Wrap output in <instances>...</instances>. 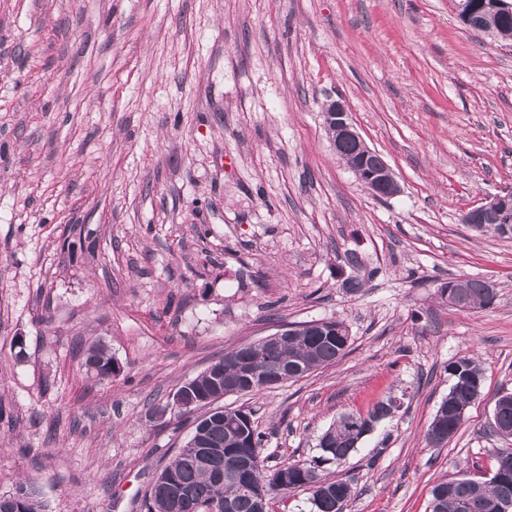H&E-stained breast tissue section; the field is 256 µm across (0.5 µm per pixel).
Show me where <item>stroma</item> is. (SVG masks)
Segmentation results:
<instances>
[{"mask_svg":"<svg viewBox=\"0 0 512 512\" xmlns=\"http://www.w3.org/2000/svg\"><path fill=\"white\" fill-rule=\"evenodd\" d=\"M333 99L397 196L334 154ZM510 187L512 41L465 28L455 0H0V494L28 477L46 512H140L195 424L156 409L232 349L330 318L345 357L223 400L265 432L266 469L394 398L321 467L351 482L347 512H430L438 482L489 479L512 237L461 217ZM459 278L492 303L449 306ZM96 342L111 377L84 365ZM463 356L481 393L438 448ZM441 285L438 287L440 298L444 300L447 296V300H449L456 297L458 298L457 304L453 303L456 306L472 309L482 308L489 305L493 299L491 297L494 292L493 284L486 282L485 288V282L480 279L449 280L443 284L444 288H441Z\"/></svg>","mask_w":512,"mask_h":512,"instance_id":"stroma-1","label":"stroma"}]
</instances>
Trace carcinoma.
<instances>
[{
	"instance_id": "obj_1",
	"label": "carcinoma",
	"mask_w": 512,
	"mask_h": 512,
	"mask_svg": "<svg viewBox=\"0 0 512 512\" xmlns=\"http://www.w3.org/2000/svg\"><path fill=\"white\" fill-rule=\"evenodd\" d=\"M440 298H458L457 305L472 309L491 303L480 279L450 280L438 289ZM332 334L322 336L318 328L295 330L293 338L256 364L249 392L267 388L263 376L283 367L314 372L336 363L351 346L349 329L343 321L335 323ZM85 363L98 376L112 375L115 361L107 346L97 342L85 350ZM453 384L439 404L427 434L436 431L450 437L461 426L460 412L480 395L484 373L481 365L470 357H462L448 365ZM183 387L197 398H206L215 388L212 371L206 370L186 381ZM390 401L376 403L371 411L346 413L339 417L322 435L319 446L323 455L302 464H291L271 473L265 471L260 454L263 435L254 425L240 428L234 415L240 410L226 411L217 406L201 416L194 428L198 447L184 444L172 461L159 472L164 483H152L141 502L142 512H258L256 499L249 486H272L284 479L289 489L307 486L313 480L321 484L311 494L312 512H346L353 495L351 485L344 480L327 479L320 474L321 464L343 460L361 442L368 430L367 421L378 422L380 413ZM492 429L504 439L512 440V401L494 405ZM241 432L239 455L250 458L253 467L249 481H243L233 468L232 457L224 453L233 433ZM496 465L486 481L461 477L436 484L431 490V512H501L500 506L512 503V447L500 448L495 455ZM0 512H45L37 489L29 482H20L13 492L0 495Z\"/></svg>"
}]
</instances>
